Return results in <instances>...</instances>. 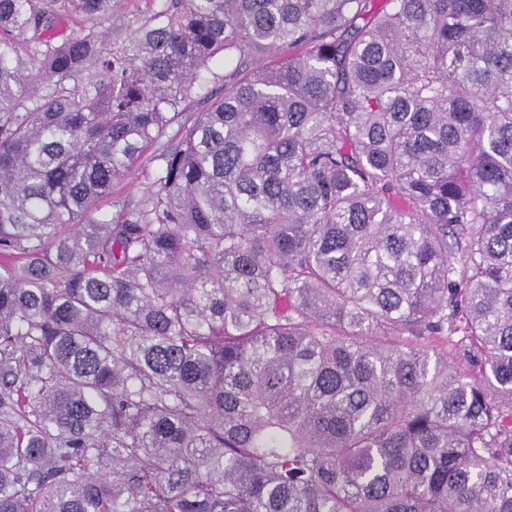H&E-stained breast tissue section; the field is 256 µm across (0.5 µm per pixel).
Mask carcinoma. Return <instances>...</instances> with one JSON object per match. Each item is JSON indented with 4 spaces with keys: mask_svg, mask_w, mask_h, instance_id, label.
<instances>
[{
    "mask_svg": "<svg viewBox=\"0 0 512 512\" xmlns=\"http://www.w3.org/2000/svg\"><path fill=\"white\" fill-rule=\"evenodd\" d=\"M110 21L0 0V512H512V0ZM230 71L224 67L223 59L213 60L207 69L203 71L204 91L198 96H193L187 103L183 112L193 113L201 112L215 99L224 96V87L227 84V77H224ZM181 132L180 124L174 123L168 127L162 137L146 155L143 164L150 169H155L161 163V155L170 149L179 139ZM152 190L151 185L138 172L128 179L114 185L112 188V196L105 198L100 203L103 211L112 213V217H117L120 208L115 206L117 202L123 201H139L144 199Z\"/></svg>",
    "mask_w": 512,
    "mask_h": 512,
    "instance_id": "cac0c4a2",
    "label": "carcinoma"
}]
</instances>
